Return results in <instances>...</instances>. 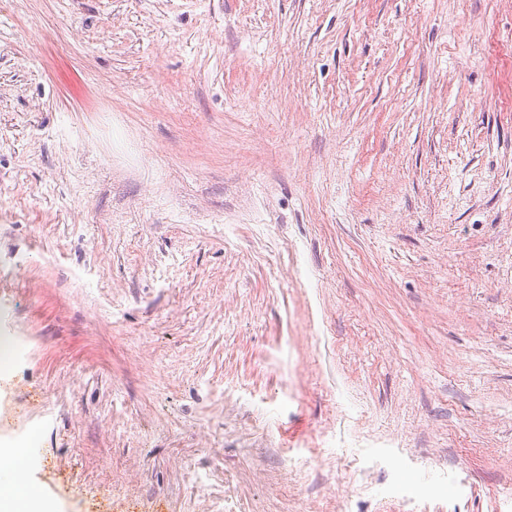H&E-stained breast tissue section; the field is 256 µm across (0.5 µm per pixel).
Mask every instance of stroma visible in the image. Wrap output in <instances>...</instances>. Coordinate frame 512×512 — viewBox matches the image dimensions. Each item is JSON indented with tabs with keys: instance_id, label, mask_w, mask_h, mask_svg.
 <instances>
[{
	"instance_id": "obj_1",
	"label": "stroma",
	"mask_w": 512,
	"mask_h": 512,
	"mask_svg": "<svg viewBox=\"0 0 512 512\" xmlns=\"http://www.w3.org/2000/svg\"><path fill=\"white\" fill-rule=\"evenodd\" d=\"M0 318L28 512H512V0H0Z\"/></svg>"
}]
</instances>
